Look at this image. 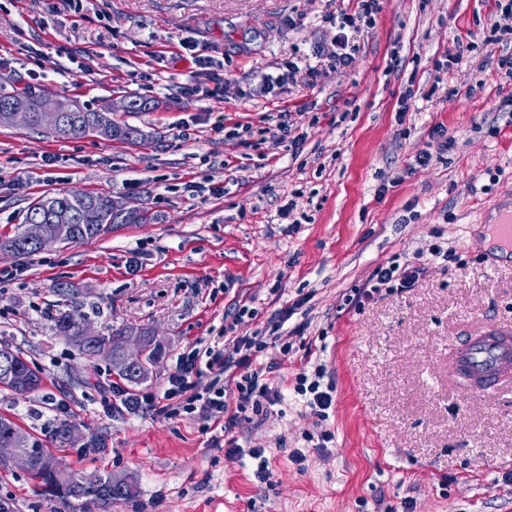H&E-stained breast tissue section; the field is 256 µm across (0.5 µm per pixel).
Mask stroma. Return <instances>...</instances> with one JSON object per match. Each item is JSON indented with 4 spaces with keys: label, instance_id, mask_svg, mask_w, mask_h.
<instances>
[{
    "label": "stroma",
    "instance_id": "1",
    "mask_svg": "<svg viewBox=\"0 0 512 512\" xmlns=\"http://www.w3.org/2000/svg\"><path fill=\"white\" fill-rule=\"evenodd\" d=\"M341 9L340 0H0V91L93 109L128 96L159 103L127 115L148 135L138 145L0 125V242L32 202L61 190L156 216L0 258V343L43 378L25 398L0 388V416L66 470L134 489L106 506L52 499L23 469H0V499L14 512H380L406 500L413 512H512V379L472 395L448 374L466 337L512 328V261L490 265L481 230L482 212L512 199V78L498 66L512 44L485 40L496 0H385L374 26L348 30L356 50L339 65L328 52ZM179 39L222 63L217 94L186 92L214 85L167 54ZM285 73L283 93H265V79ZM284 109L303 138L296 152L278 125ZM439 125L455 146L420 166ZM209 179L223 196L186 188ZM291 200L288 221L279 211ZM436 241L451 260L428 263L412 287L351 304L377 265L414 260ZM62 281L77 287L73 305L97 334H157L162 358L140 396L162 393L197 342L264 334L293 308L280 331L289 354L272 344L257 361L280 401L241 421L232 454L222 430L204 431L196 415L116 408L101 387L117 375L103 361L89 367L52 328ZM240 306L251 314L238 321ZM316 364L334 385L324 421L295 391L296 375ZM63 419L81 441L56 439ZM325 431L331 441L318 444ZM94 438L100 447H89ZM255 448L270 482L254 477Z\"/></svg>",
    "mask_w": 512,
    "mask_h": 512
}]
</instances>
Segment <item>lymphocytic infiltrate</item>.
Wrapping results in <instances>:
<instances>
[{"label":"lymphocytic infiltrate","instance_id":"obj_1","mask_svg":"<svg viewBox=\"0 0 512 512\" xmlns=\"http://www.w3.org/2000/svg\"><path fill=\"white\" fill-rule=\"evenodd\" d=\"M231 351L222 347L196 348L180 353L169 386L162 394H146L140 397L124 395L122 389L113 388V396L119 397L126 409L136 411L142 406L158 408L167 415L179 411L198 413L206 423H223L225 432H232L242 420L243 414H263L268 406L280 399L277 390L259 380L260 371L254 363L267 343L262 337H236L231 339ZM241 369L242 374L235 382L234 391H227L220 380L231 368ZM209 377L211 383L207 394L196 390V381Z\"/></svg>","mask_w":512,"mask_h":512}]
</instances>
